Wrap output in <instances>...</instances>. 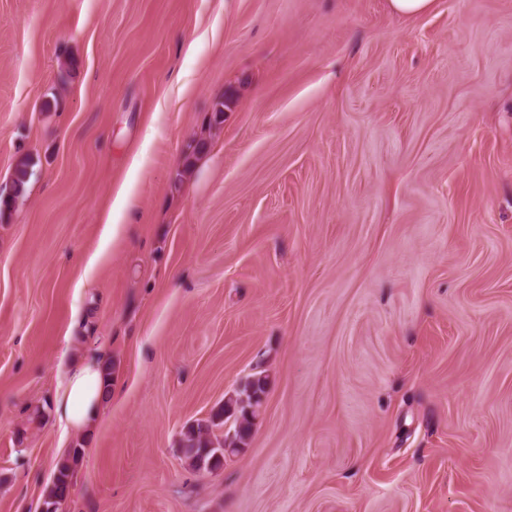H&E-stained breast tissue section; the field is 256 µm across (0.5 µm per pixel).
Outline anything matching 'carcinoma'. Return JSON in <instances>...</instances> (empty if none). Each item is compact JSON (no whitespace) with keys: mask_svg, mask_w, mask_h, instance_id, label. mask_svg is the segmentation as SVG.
Instances as JSON below:
<instances>
[{"mask_svg":"<svg viewBox=\"0 0 512 512\" xmlns=\"http://www.w3.org/2000/svg\"><path fill=\"white\" fill-rule=\"evenodd\" d=\"M29 177V163L22 160L15 168L12 196L0 198V209L9 207L15 199L25 195ZM267 384L268 376L265 371L252 374L242 387L213 414L211 420L192 425L182 433L180 448L195 468L211 472L223 465L224 455L220 454V451L224 447V442L213 437L212 427L230 418L234 423L231 444L246 443L252 433L256 409L260 406L261 395L265 393ZM80 454L81 449L75 448L72 450V461L65 460L58 465L44 501L45 512H57L59 506L69 496L73 463L77 462Z\"/></svg>","mask_w":512,"mask_h":512,"instance_id":"cac0c4a2","label":"carcinoma"}]
</instances>
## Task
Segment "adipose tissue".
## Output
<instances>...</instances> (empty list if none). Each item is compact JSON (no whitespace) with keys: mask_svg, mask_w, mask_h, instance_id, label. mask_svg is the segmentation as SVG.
<instances>
[{"mask_svg":"<svg viewBox=\"0 0 512 512\" xmlns=\"http://www.w3.org/2000/svg\"><path fill=\"white\" fill-rule=\"evenodd\" d=\"M112 402V386L104 378L101 363L83 357L64 372L55 409L65 427L92 435L102 413Z\"/></svg>","mask_w":512,"mask_h":512,"instance_id":"obj_1","label":"adipose tissue"}]
</instances>
